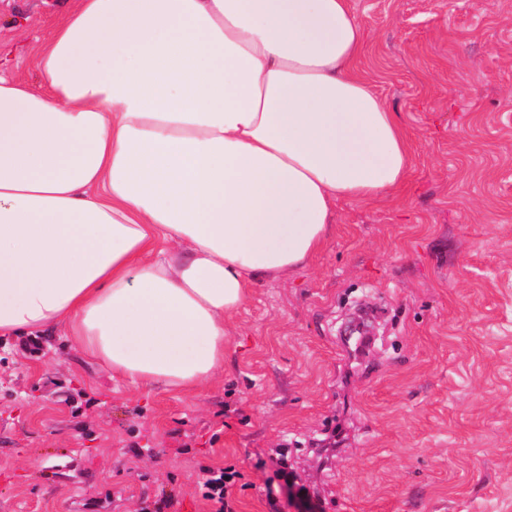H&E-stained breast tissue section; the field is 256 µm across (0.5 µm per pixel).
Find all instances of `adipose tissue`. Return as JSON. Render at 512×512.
Wrapping results in <instances>:
<instances>
[{"mask_svg":"<svg viewBox=\"0 0 512 512\" xmlns=\"http://www.w3.org/2000/svg\"><path fill=\"white\" fill-rule=\"evenodd\" d=\"M364 39L350 0H74L41 87L0 75V340L60 331L148 388L223 376L251 285L407 180Z\"/></svg>","mask_w":512,"mask_h":512,"instance_id":"ef3b65f1","label":"adipose tissue"}]
</instances>
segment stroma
<instances>
[{
  "mask_svg": "<svg viewBox=\"0 0 512 512\" xmlns=\"http://www.w3.org/2000/svg\"><path fill=\"white\" fill-rule=\"evenodd\" d=\"M69 0H0V74ZM356 67L396 112L399 190L336 206L322 251L263 279L233 318L224 375L190 392L113 379L67 337L0 345V512H215L199 468L277 470L321 512H512V0H351ZM379 309L374 348L339 333Z\"/></svg>",
  "mask_w": 512,
  "mask_h": 512,
  "instance_id": "35a3bbf8",
  "label": "stroma"
}]
</instances>
